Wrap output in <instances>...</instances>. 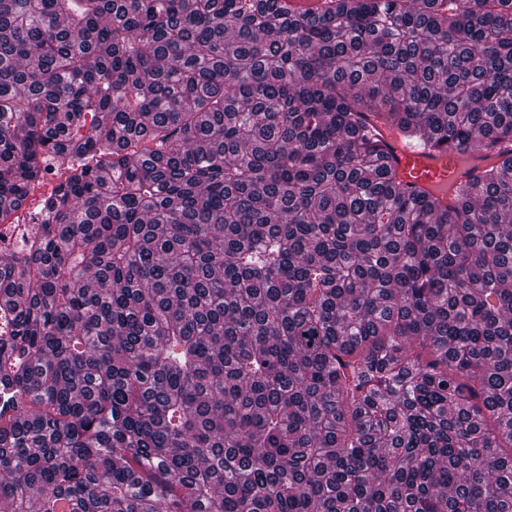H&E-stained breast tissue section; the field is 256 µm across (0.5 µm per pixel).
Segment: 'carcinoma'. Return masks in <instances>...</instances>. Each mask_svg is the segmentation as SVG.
<instances>
[{
    "label": "carcinoma",
    "instance_id": "cac0c4a2",
    "mask_svg": "<svg viewBox=\"0 0 512 512\" xmlns=\"http://www.w3.org/2000/svg\"><path fill=\"white\" fill-rule=\"evenodd\" d=\"M54 167L0 512H512V0H0V215ZM383 147L398 177L415 186L429 187L437 180L455 178L457 183L465 182L464 174L473 168L481 169L484 161L480 156L492 154L496 149L466 153L467 165L455 164L459 154L449 152L436 154L423 149L421 146L405 142L394 130H382Z\"/></svg>",
    "mask_w": 512,
    "mask_h": 512
}]
</instances>
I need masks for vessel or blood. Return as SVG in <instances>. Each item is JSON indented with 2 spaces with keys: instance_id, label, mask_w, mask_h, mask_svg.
<instances>
[{
  "instance_id": "obj_1",
  "label": "vessel or blood",
  "mask_w": 512,
  "mask_h": 512,
  "mask_svg": "<svg viewBox=\"0 0 512 512\" xmlns=\"http://www.w3.org/2000/svg\"><path fill=\"white\" fill-rule=\"evenodd\" d=\"M383 147L398 177L415 186L427 187L436 181L453 178L463 181L467 169L482 167L479 153H470L466 165L436 155L421 146L403 141L393 130L383 133Z\"/></svg>"
}]
</instances>
